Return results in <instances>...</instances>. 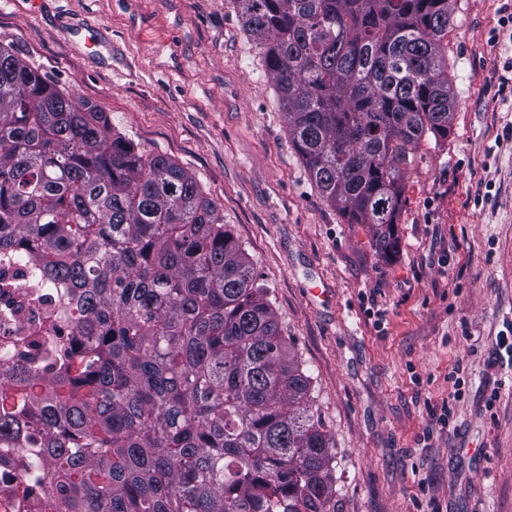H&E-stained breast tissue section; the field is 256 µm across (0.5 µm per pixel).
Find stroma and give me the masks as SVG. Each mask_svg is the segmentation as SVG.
I'll return each mask as SVG.
<instances>
[{
	"instance_id": "stroma-1",
	"label": "stroma",
	"mask_w": 512,
	"mask_h": 512,
	"mask_svg": "<svg viewBox=\"0 0 512 512\" xmlns=\"http://www.w3.org/2000/svg\"><path fill=\"white\" fill-rule=\"evenodd\" d=\"M39 2L0 0V44L223 210L312 378L337 512H512V0H451V132L411 156L386 257L318 193L230 0Z\"/></svg>"
}]
</instances>
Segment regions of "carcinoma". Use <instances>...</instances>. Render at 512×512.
Here are the masks:
<instances>
[{
	"label": "carcinoma",
	"instance_id": "carcinoma-1",
	"mask_svg": "<svg viewBox=\"0 0 512 512\" xmlns=\"http://www.w3.org/2000/svg\"><path fill=\"white\" fill-rule=\"evenodd\" d=\"M232 3L319 193L394 252L409 157L451 130L449 0ZM0 264L59 289L0 363V466L49 476L12 508L336 512L311 377L215 203L1 44Z\"/></svg>",
	"mask_w": 512,
	"mask_h": 512
}]
</instances>
